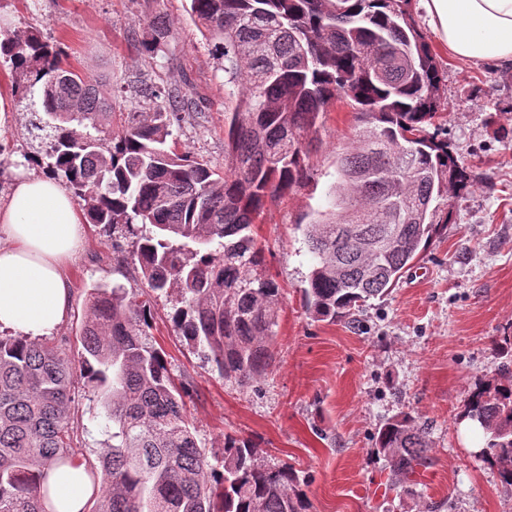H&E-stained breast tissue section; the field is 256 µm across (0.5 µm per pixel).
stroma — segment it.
I'll use <instances>...</instances> for the list:
<instances>
[{
  "instance_id": "obj_1",
  "label": "stroma",
  "mask_w": 512,
  "mask_h": 512,
  "mask_svg": "<svg viewBox=\"0 0 512 512\" xmlns=\"http://www.w3.org/2000/svg\"><path fill=\"white\" fill-rule=\"evenodd\" d=\"M185 7L186 0H0V17L14 29L35 24L60 42L69 62L111 94L116 112L138 104L128 92L117 95V87L143 78L189 89L202 115L167 144L220 169L224 73ZM409 11L442 75L439 135L471 176L423 259L353 319L320 322L306 311L302 291L312 256L301 226L326 210L336 156L358 127L352 106L339 101L323 114L310 148L311 180L270 199L254 227L266 271L282 293L266 373L240 386L213 372L170 320L178 293L153 299V334L176 382L189 389L190 427L212 465H219L224 436L232 433L258 444L268 461L294 467L309 512H512V488L475 458L482 432L460 417L476 380L499 382L512 362L503 349L512 338V65L451 56L428 26L421 0H410ZM159 15L173 24L171 65L140 48ZM36 119L31 108L14 103L0 120L1 157L19 163L39 150L30 135ZM66 274L71 311L48 341L76 362L90 288L121 280L112 267L111 233L86 225L84 248ZM74 396L75 457L93 465L108 439L105 410L84 384H76ZM402 412L426 428L432 450L423 478L397 482L374 448L379 428Z\"/></svg>"
}]
</instances>
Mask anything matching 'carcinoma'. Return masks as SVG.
I'll return each mask as SVG.
<instances>
[{
  "mask_svg": "<svg viewBox=\"0 0 512 512\" xmlns=\"http://www.w3.org/2000/svg\"><path fill=\"white\" fill-rule=\"evenodd\" d=\"M188 14L224 71L235 102L224 129V175L166 148L196 111L183 94L141 82L142 106L112 129V97L35 26L0 31V65L19 99L49 117L46 147L26 161L64 183L89 224L112 230V260L138 288L176 289L171 315L218 375L246 384L273 360L282 294L262 273L254 235L267 199L310 178V136L337 100L357 112L355 145L336 157L329 210L305 225L314 258L305 302L318 321L346 319L384 295L429 247L465 189L448 140L429 133L440 74L409 0H189ZM142 51L171 34L151 21ZM75 370L67 352L0 338V512H46L47 471L73 455L74 387L101 393L112 444L100 457L96 512H309L298 474L249 439L224 434L221 468L199 447L153 336L152 304L121 284L91 288ZM463 418L482 429L477 457L512 487V380L478 382ZM432 442L403 412L378 430L375 453L392 476L427 463Z\"/></svg>",
  "mask_w": 512,
  "mask_h": 512,
  "instance_id": "obj_1",
  "label": "carcinoma"
}]
</instances>
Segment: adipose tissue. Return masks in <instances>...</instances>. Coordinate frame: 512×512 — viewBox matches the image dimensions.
Returning a JSON list of instances; mask_svg holds the SVG:
<instances>
[{"mask_svg":"<svg viewBox=\"0 0 512 512\" xmlns=\"http://www.w3.org/2000/svg\"><path fill=\"white\" fill-rule=\"evenodd\" d=\"M429 25L449 54L512 64V0H423ZM83 217L57 180L30 173L0 193V330L37 339L62 326L72 284L66 264L82 249ZM91 469L78 459L49 472L46 512H86Z\"/></svg>","mask_w":512,"mask_h":512,"instance_id":"ef3b65f1","label":"adipose tissue"}]
</instances>
